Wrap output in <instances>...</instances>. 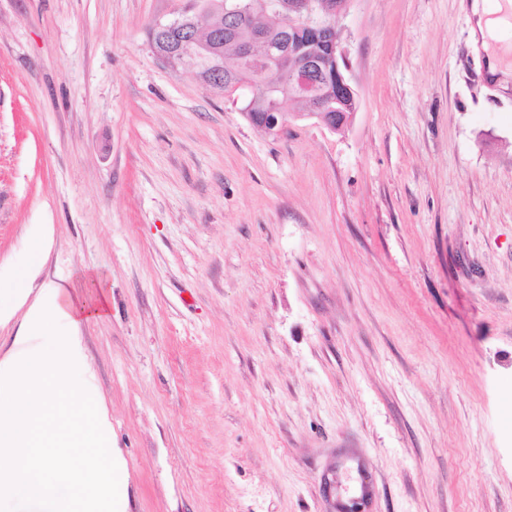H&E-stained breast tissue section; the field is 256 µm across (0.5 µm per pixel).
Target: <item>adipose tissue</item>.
I'll return each instance as SVG.
<instances>
[{"label":"adipose tissue","instance_id":"obj_1","mask_svg":"<svg viewBox=\"0 0 512 512\" xmlns=\"http://www.w3.org/2000/svg\"><path fill=\"white\" fill-rule=\"evenodd\" d=\"M472 34L488 73L512 78V49L501 41L508 25L501 5L473 0ZM36 266H0V295L27 308L22 329L0 359V512H122L121 459L109 451L105 411L70 379L83 367V319L99 308L77 309L67 288L48 282L38 294L25 283Z\"/></svg>","mask_w":512,"mask_h":512}]
</instances>
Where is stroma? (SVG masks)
I'll return each instance as SVG.
<instances>
[{"label":"stroma","instance_id":"35a3bbf8","mask_svg":"<svg viewBox=\"0 0 512 512\" xmlns=\"http://www.w3.org/2000/svg\"><path fill=\"white\" fill-rule=\"evenodd\" d=\"M471 0H349L360 108L273 139L151 31L0 0V262L77 307L124 512H512V89Z\"/></svg>","mask_w":512,"mask_h":512}]
</instances>
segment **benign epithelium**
I'll use <instances>...</instances> for the list:
<instances>
[{
	"label": "benign epithelium",
	"mask_w": 512,
	"mask_h": 512,
	"mask_svg": "<svg viewBox=\"0 0 512 512\" xmlns=\"http://www.w3.org/2000/svg\"><path fill=\"white\" fill-rule=\"evenodd\" d=\"M347 0H266L263 7H272L285 19L288 44L277 55L270 52L257 55L246 45L239 56L237 72L241 80L228 86L227 94L233 104L240 97L237 89L247 87L251 96L263 95L268 103L266 112H248L241 109L249 121L259 120L260 128L277 137L288 126L284 113L278 111L280 94L288 98L304 99L315 118L332 132L347 127L359 108V97L346 78L343 68L346 57L341 48L342 30L336 20ZM254 4L232 3L226 9L235 25H248ZM205 9L185 14L174 22L160 27L162 31H176L177 46L174 55L161 54L167 64L179 60L182 64L201 67L205 64L203 44L195 40L194 31Z\"/></svg>",
	"instance_id": "obj_1"
}]
</instances>
